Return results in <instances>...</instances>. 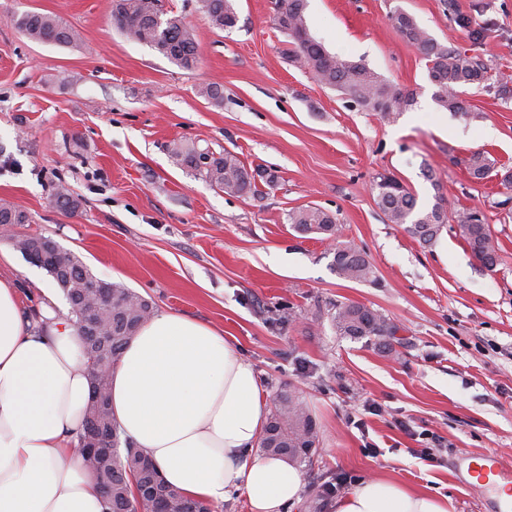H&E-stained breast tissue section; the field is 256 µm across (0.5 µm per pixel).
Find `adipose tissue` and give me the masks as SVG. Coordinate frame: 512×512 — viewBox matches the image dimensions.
<instances>
[{"label":"adipose tissue","instance_id":"obj_1","mask_svg":"<svg viewBox=\"0 0 512 512\" xmlns=\"http://www.w3.org/2000/svg\"><path fill=\"white\" fill-rule=\"evenodd\" d=\"M30 329L15 281L0 277V512H103L74 452L89 392L87 358L66 316L50 306ZM112 422L191 498L246 492L251 512L300 500L302 475L258 455L267 399L252 363L215 328L160 313L112 370ZM449 499L378 477L361 481L336 512H449Z\"/></svg>","mask_w":512,"mask_h":512}]
</instances>
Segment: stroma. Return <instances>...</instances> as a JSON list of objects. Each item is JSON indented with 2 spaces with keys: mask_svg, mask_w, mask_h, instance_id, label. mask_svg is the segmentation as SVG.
Segmentation results:
<instances>
[{
  "mask_svg": "<svg viewBox=\"0 0 512 512\" xmlns=\"http://www.w3.org/2000/svg\"><path fill=\"white\" fill-rule=\"evenodd\" d=\"M193 29L198 63L184 70L112 23V0H0V203L25 211L22 235H45L97 276L133 289L154 313L220 329L253 364L269 397L293 390L318 427L301 500L286 512H336L318 482L379 476L448 496L451 512H491L493 489L465 481L473 453L512 468V0H307V26L326 50L365 63L413 92L393 119L352 107L285 53L272 0H233V30L212 27L201 0H163ZM411 14L438 43L487 69L466 91L468 115L434 99L426 61L390 20ZM61 17L69 46L31 41L15 13ZM224 90L223 103L203 94ZM493 137H483L485 128ZM231 151L273 183L230 196L175 166L173 142ZM487 152L497 172L465 165ZM389 173L419 207L437 197L479 208L499 259L486 269L449 223L420 244L387 223L371 184ZM78 199L56 208L58 187ZM335 215L378 284L339 278L330 241L301 236L290 210ZM0 275L38 309L46 271L0 235ZM355 302L401 328L403 345L337 335L330 303ZM436 459H421V449ZM465 164L469 173L476 179H484L496 169V162L481 151L471 153Z\"/></svg>",
  "mask_w": 512,
  "mask_h": 512,
  "instance_id": "1",
  "label": "stroma"
}]
</instances>
